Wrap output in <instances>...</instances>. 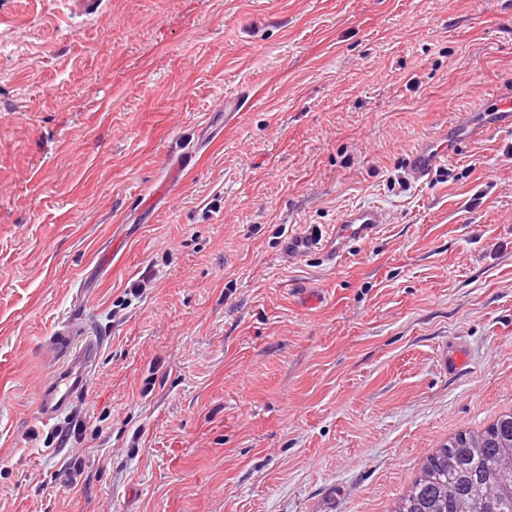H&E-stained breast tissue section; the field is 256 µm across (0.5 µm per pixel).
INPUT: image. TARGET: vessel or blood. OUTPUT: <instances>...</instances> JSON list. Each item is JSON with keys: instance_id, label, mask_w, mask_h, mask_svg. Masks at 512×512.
Returning <instances> with one entry per match:
<instances>
[{"instance_id": "1", "label": "vessel or blood", "mask_w": 512, "mask_h": 512, "mask_svg": "<svg viewBox=\"0 0 512 512\" xmlns=\"http://www.w3.org/2000/svg\"><path fill=\"white\" fill-rule=\"evenodd\" d=\"M493 126L512 125V90L499 93L497 110L489 114ZM480 128L466 123H455L441 128L412 152L408 167L414 181H427L448 156L459 147L464 134H477ZM385 222L382 211L371 207H354L343 213L336 226L320 229L314 226L288 240L289 254L301 257L318 247H325L329 258L341 257L351 242L371 238ZM79 329L77 319H70L56 330L50 350L62 356V363L52 368L50 377L39 395L38 410L44 421L61 417L73 400L85 393L89 372L96 362L100 346L87 341L78 352H70L69 340Z\"/></svg>"}]
</instances>
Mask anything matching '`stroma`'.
Masks as SVG:
<instances>
[{"mask_svg": "<svg viewBox=\"0 0 512 512\" xmlns=\"http://www.w3.org/2000/svg\"><path fill=\"white\" fill-rule=\"evenodd\" d=\"M505 88L512 0H0V512H389L512 412V129L408 172ZM482 126L456 122L441 128L433 137L424 141L412 152L408 167L416 182L427 181L448 156L460 146L464 132L474 135L483 130ZM382 211L371 207H354L343 213L331 229L309 226L302 233L288 238V256L302 257L325 242L327 257L337 260L352 241L369 239L385 224ZM78 329L79 323L73 318L62 323L55 332L50 351L53 360L61 354L63 361L53 365L51 375L40 391L38 410L46 422L61 417L72 401L85 393L89 372L98 358L100 346L92 340L87 341L77 353L69 351L70 336Z\"/></svg>", "mask_w": 512, "mask_h": 512, "instance_id": "obj_1", "label": "stroma"}]
</instances>
